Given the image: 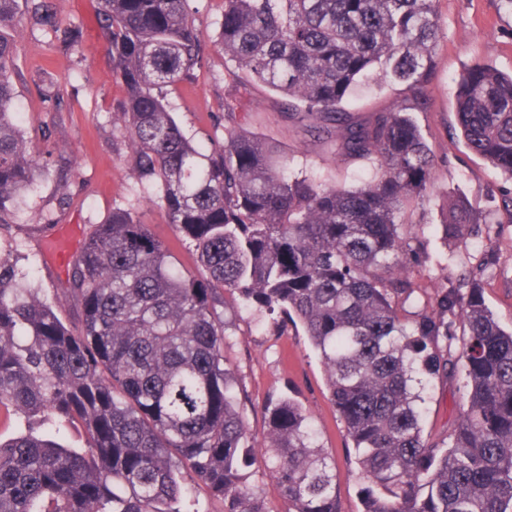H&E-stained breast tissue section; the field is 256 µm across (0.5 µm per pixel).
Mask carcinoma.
Wrapping results in <instances>:
<instances>
[{
  "label": "carcinoma",
  "instance_id": "obj_1",
  "mask_svg": "<svg viewBox=\"0 0 512 512\" xmlns=\"http://www.w3.org/2000/svg\"><path fill=\"white\" fill-rule=\"evenodd\" d=\"M93 2L126 162L199 268L181 269L134 209L116 207L67 268L74 323L18 260L0 258V405L25 425L0 439V512H198V489L221 512H271L246 473L256 446L285 512H338L331 455L299 402L270 397L263 440L249 432L224 357L227 295L307 336L355 449L362 512H512V330L487 307L482 277L496 254L483 251L479 271L425 311L405 308L409 271L430 262L404 228L432 186L411 113L427 109L436 0H222L225 77L280 96L288 122L336 155L375 160L353 187L287 172L288 153L237 121L233 95L222 139L206 147L184 133L169 96L208 65L192 0ZM18 3L0 0L1 225L17 223L49 172L16 104ZM24 4L59 32L51 0ZM378 73L403 98L358 119L345 103ZM455 103L468 148L512 180V75L475 63ZM485 222L455 195L442 237L465 247ZM459 366L463 406L431 441L424 394ZM59 423L83 446L64 445Z\"/></svg>",
  "mask_w": 512,
  "mask_h": 512
}]
</instances>
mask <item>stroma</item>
I'll return each instance as SVG.
<instances>
[{
    "label": "stroma",
    "mask_w": 512,
    "mask_h": 512,
    "mask_svg": "<svg viewBox=\"0 0 512 512\" xmlns=\"http://www.w3.org/2000/svg\"><path fill=\"white\" fill-rule=\"evenodd\" d=\"M59 24L79 29L81 50L65 51L46 28L21 17L23 34L17 44L14 85L25 114L24 129L36 151L51 162L71 165L68 191H60L53 177L39 178L27 197L17 223L0 226V255L18 245L21 269L32 268L45 294L54 296L63 312L71 303L58 290L60 274L50 260L51 244L63 226L104 223L116 207H133L153 233L176 256L183 269L198 266L194 247L166 224L155 205V194L141 190L125 161L129 147L113 126L108 107L119 98L104 52L96 39L91 0H53ZM441 40L436 69L429 85V108L415 119L433 156V186L416 205L405 228L407 237L424 243L432 255H443L421 271H413L418 288L407 308L422 309L443 288L449 287L483 250L495 248L496 266L484 278L485 300L504 326L512 325V220L498 216L512 183L474 154L463 142L456 117L455 83L477 62L512 73V9L503 0H438ZM224 94V56L210 50L209 65L195 83L172 94L175 120L190 135L220 138L224 127L218 118ZM401 95L399 85L376 79L354 90L348 109L354 115L391 106ZM244 100L247 123L255 132L283 142L291 168L327 184L359 185L369 178L372 161L336 157L316 136L291 131L275 97L259 84H249ZM50 129L43 137L42 129ZM464 195L473 207L488 212L478 236L468 246L454 247L436 234L440 212L448 193ZM226 318L233 321L224 341V355L235 370L247 396L244 417L251 433L263 437L267 420L263 406L270 394L296 397L309 412L320 444L328 448L336 473V500L340 512H360L355 454L334 407L329 401L323 370L306 336L275 335L271 321L251 309L228 302ZM460 394L457 379L435 383L426 394L425 432L441 437L457 417Z\"/></svg>",
    "instance_id": "1"
}]
</instances>
